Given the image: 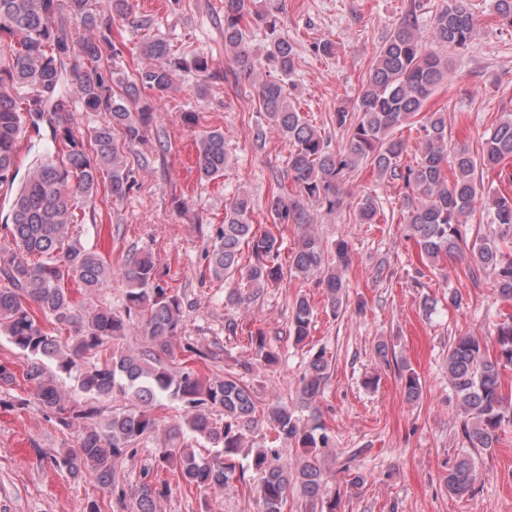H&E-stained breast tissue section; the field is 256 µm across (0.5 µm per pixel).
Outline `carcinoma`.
Listing matches in <instances>:
<instances>
[{
  "instance_id": "cac0c4a2",
  "label": "carcinoma",
  "mask_w": 512,
  "mask_h": 512,
  "mask_svg": "<svg viewBox=\"0 0 512 512\" xmlns=\"http://www.w3.org/2000/svg\"><path fill=\"white\" fill-rule=\"evenodd\" d=\"M417 8L411 5L376 50L369 80L362 85L352 107L335 112L336 129L347 145L342 150L330 142L298 112L287 85L295 71L297 48L285 37L275 36L281 10L279 0H224V55L231 59L233 75L259 78L255 93L265 123L256 126L254 146H264L267 130L274 129L292 143L287 175L298 192L288 196L280 184L265 200L275 224H302L304 233L289 266L304 277L320 274L328 307L336 315L346 300L344 270L348 245L334 244L335 262L311 224L300 199L322 204L332 212L342 203L337 183L346 182L363 165L379 179L398 181L411 191L406 198L403 224L432 262L468 250L474 267L471 275L487 272L497 295L512 300V254L500 248L496 235L467 242L463 227L475 203L485 200L489 223L512 227V196L485 188L482 171L512 158V113H506L487 130L482 153L451 146L448 124L441 112H427L418 121L419 161L403 167L402 140L394 130L412 124L435 90L450 78L446 51L462 50L473 43L477 21L470 0H442L430 19L434 48L423 50ZM493 12L512 28V0H493ZM76 18L88 30H101L96 39L68 26ZM130 25L151 29L150 17L133 14L132 0H0V187L13 192L10 209L13 248L0 250V335L26 356H33L23 378L43 407L65 428L77 427V445L52 456V465L77 478L95 474L102 488L114 487V461L136 451L137 445L157 427L149 408L165 400L181 402L182 419L169 428L167 447L157 450L161 464L177 470L188 489L206 490L234 478L235 456L255 422L252 393L241 378H211L194 367L211 353L191 342L174 345L184 332L180 293L156 283L154 263L147 254L126 259L121 276L126 284L124 311L110 307H86L74 302L64 283L72 280L93 295L112 282L109 265L95 251L72 236L80 204L95 201L100 174L109 177L107 192L120 198L135 186L134 165L128 155L141 143L152 120V101L180 90L176 76L190 70L196 75V94L206 95L214 74L208 58L186 59L171 43L153 35L141 42L147 60L130 78L114 84L112 61L122 54L112 39V27ZM265 27L272 39L257 54L251 30ZM85 112H105L108 120L82 132L75 128L72 104ZM50 130L46 150L20 175V143L29 129ZM228 162L224 132L210 129L195 141V165L200 178L224 175ZM360 224L379 223L381 202L368 190L355 201ZM255 202L242 191L224 207V223L216 230L208 251L209 267L217 278L235 274L245 279L256 296L275 288L282 277L280 244L268 230L253 224ZM315 308L301 295L293 303L288 334L298 345L310 335ZM141 320L148 344L133 353L124 347L131 316ZM44 317L59 326L57 334L45 330ZM74 332L62 338V330ZM495 355H490L477 336L463 335L448 345V382L464 414L463 429L476 448H491L502 426L512 422V399L501 389V373L512 366V316L497 325ZM256 356L268 367L279 363V353L261 331L251 337ZM105 358L87 364L89 354ZM74 375L80 397H66L56 376L39 359ZM329 368L325 351L310 361L301 380L296 403L268 408L275 433L270 445L256 451L252 467L259 475L255 486L262 512H283L288 490L297 484L309 502L317 506L324 470L321 449L332 437L313 418L305 422L298 409L315 410ZM120 393L130 401L112 412L105 422L95 403ZM224 413V425L213 422L212 412ZM191 435L213 451L206 457L188 448L179 438ZM285 441L303 450L296 469L288 468L282 448ZM475 462L461 457L445 477L452 495H467L474 482ZM168 490L165 483L146 480L137 486L138 512H155L156 498Z\"/></svg>"
}]
</instances>
